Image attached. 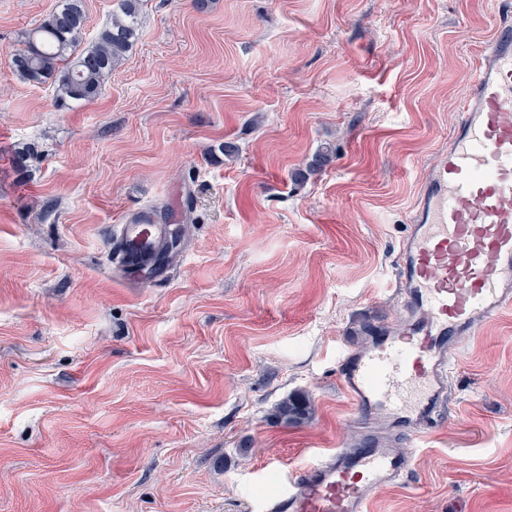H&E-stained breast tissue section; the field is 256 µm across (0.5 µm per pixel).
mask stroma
Masks as SVG:
<instances>
[{"label": "stroma", "mask_w": 512, "mask_h": 512, "mask_svg": "<svg viewBox=\"0 0 512 512\" xmlns=\"http://www.w3.org/2000/svg\"><path fill=\"white\" fill-rule=\"evenodd\" d=\"M58 2L0 0V512H247L359 438L336 365L397 318L498 0H143L67 110L11 70ZM144 209L182 229L155 283L110 255ZM291 394L305 424L273 416ZM444 414L386 434L412 470L372 512H512V310L458 338Z\"/></svg>", "instance_id": "stroma-1"}]
</instances>
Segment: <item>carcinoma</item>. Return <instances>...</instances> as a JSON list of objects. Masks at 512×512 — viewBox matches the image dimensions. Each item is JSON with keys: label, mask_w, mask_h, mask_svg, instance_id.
Listing matches in <instances>:
<instances>
[{"label": "carcinoma", "mask_w": 512, "mask_h": 512, "mask_svg": "<svg viewBox=\"0 0 512 512\" xmlns=\"http://www.w3.org/2000/svg\"><path fill=\"white\" fill-rule=\"evenodd\" d=\"M142 0H119L118 11L97 35L93 45L78 48L86 22L84 0H60L57 8L31 29L25 47L13 60V74L27 83L51 82L60 106L90 103L100 94L108 75L132 49L137 36ZM310 413L308 401L288 396L274 408V415L297 425Z\"/></svg>", "instance_id": "obj_1"}]
</instances>
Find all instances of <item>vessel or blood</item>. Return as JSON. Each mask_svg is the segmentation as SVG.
<instances>
[{
	"instance_id": "b4317fda",
	"label": "vessel or blood",
	"mask_w": 512,
	"mask_h": 512,
	"mask_svg": "<svg viewBox=\"0 0 512 512\" xmlns=\"http://www.w3.org/2000/svg\"><path fill=\"white\" fill-rule=\"evenodd\" d=\"M168 227L140 212L119 225L112 246L127 261L165 244ZM398 282L406 302L401 335L377 329L349 349L337 380L363 434L289 471L251 512H369L383 487L399 483L410 458L378 447L374 419L413 439L431 431L455 365L454 339L512 306V23L500 22L481 54L458 127L430 172L401 248Z\"/></svg>"
}]
</instances>
